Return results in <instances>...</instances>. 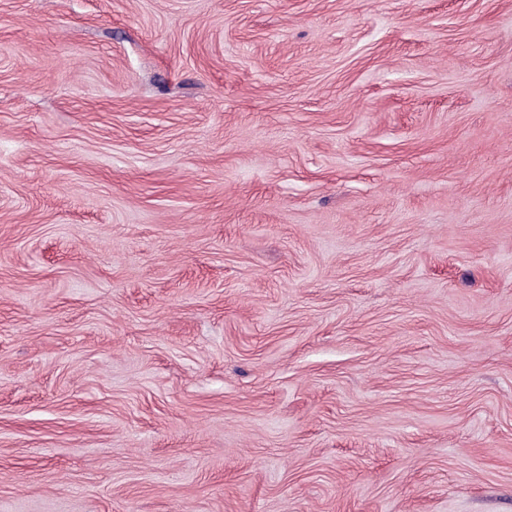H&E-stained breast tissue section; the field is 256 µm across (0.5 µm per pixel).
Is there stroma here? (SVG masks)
<instances>
[{
	"label": "stroma",
	"mask_w": 512,
	"mask_h": 512,
	"mask_svg": "<svg viewBox=\"0 0 512 512\" xmlns=\"http://www.w3.org/2000/svg\"><path fill=\"white\" fill-rule=\"evenodd\" d=\"M0 512H512V0H0Z\"/></svg>",
	"instance_id": "obj_1"
}]
</instances>
